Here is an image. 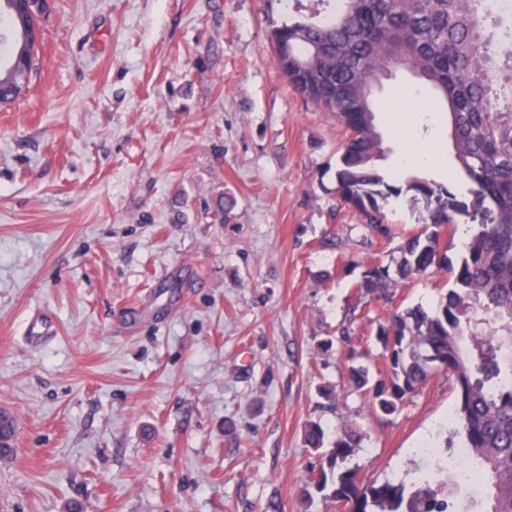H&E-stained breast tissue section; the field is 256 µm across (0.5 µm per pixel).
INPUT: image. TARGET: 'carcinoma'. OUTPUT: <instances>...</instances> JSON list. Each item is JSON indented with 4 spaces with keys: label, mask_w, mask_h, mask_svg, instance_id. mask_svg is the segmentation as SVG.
<instances>
[{
    "label": "carcinoma",
    "mask_w": 512,
    "mask_h": 512,
    "mask_svg": "<svg viewBox=\"0 0 512 512\" xmlns=\"http://www.w3.org/2000/svg\"><path fill=\"white\" fill-rule=\"evenodd\" d=\"M324 12L295 0V18L271 28L273 61L292 90L331 113L348 131L336 169V192L372 231H387L383 203L405 194L423 207L433 231L408 239L395 275L375 266L359 287L380 293L433 270L453 286L435 303L416 306L380 327L391 377L375 381L366 365H350L355 390L373 411L391 416L448 364L457 393L453 410L464 443L484 478L468 512H512V21L488 0H339ZM394 68L424 81L451 120L458 174L466 193L421 176L392 180L371 100L372 84ZM34 62L0 64V107L30 88ZM467 226L460 257H439L435 228ZM13 419L0 414V456L13 450ZM363 436L348 428L334 439L319 421L304 443L322 461L308 487L340 512H456L444 465L408 470L402 479L367 481L349 458Z\"/></svg>",
    "instance_id": "cac0c4a2"
}]
</instances>
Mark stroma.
I'll return each mask as SVG.
<instances>
[{
  "mask_svg": "<svg viewBox=\"0 0 512 512\" xmlns=\"http://www.w3.org/2000/svg\"><path fill=\"white\" fill-rule=\"evenodd\" d=\"M48 4L0 109V512H334L305 494L316 419L364 433L369 480L462 446L446 373L391 416L349 382L350 351L388 378L380 326L448 276L356 291L419 213L388 205L383 236L339 201L347 133L272 60L285 0ZM374 99L382 168L458 184L430 89L400 69ZM36 55V53H35ZM35 55L25 66L10 69V65L0 62V107H6L22 97L30 88Z\"/></svg>",
  "mask_w": 512,
  "mask_h": 512,
  "instance_id": "obj_1",
  "label": "stroma"
}]
</instances>
